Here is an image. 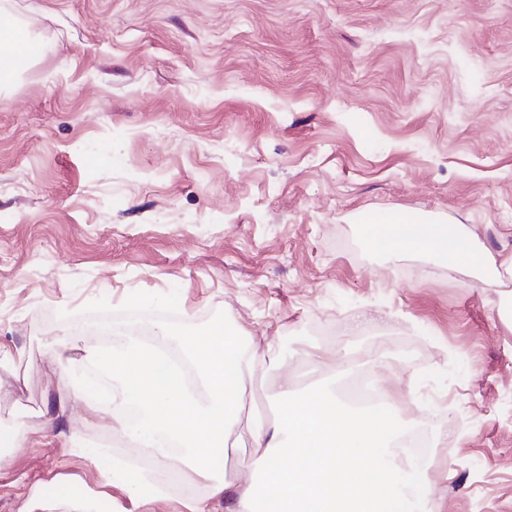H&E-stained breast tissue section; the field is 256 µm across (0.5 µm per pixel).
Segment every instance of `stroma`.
<instances>
[{"instance_id":"obj_1","label":"stroma","mask_w":512,"mask_h":512,"mask_svg":"<svg viewBox=\"0 0 512 512\" xmlns=\"http://www.w3.org/2000/svg\"><path fill=\"white\" fill-rule=\"evenodd\" d=\"M42 47L0 80V512L133 501L136 454L72 399L95 324H228L284 383L363 366L407 430L447 436L441 512H512V329L444 259L373 252L365 216L512 250V0H0Z\"/></svg>"}]
</instances>
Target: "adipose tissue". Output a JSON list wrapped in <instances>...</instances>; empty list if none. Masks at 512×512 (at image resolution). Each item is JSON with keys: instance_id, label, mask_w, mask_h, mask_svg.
<instances>
[{"instance_id": "1", "label": "adipose tissue", "mask_w": 512, "mask_h": 512, "mask_svg": "<svg viewBox=\"0 0 512 512\" xmlns=\"http://www.w3.org/2000/svg\"><path fill=\"white\" fill-rule=\"evenodd\" d=\"M363 240L381 254L415 252L484 272L489 288L512 278V251L490 258L459 224L377 214L365 222ZM174 343L192 375L169 362L166 350ZM111 354L112 399L90 412L111 417L142 449L162 458L180 450L185 463L202 471L223 463L230 442L259 448L238 463L250 481H212L191 512H386L394 500L404 501L406 512H439L432 468L408 454L401 419L386 405L356 410L328 387L298 392L287 384L274 417L243 414V390L262 361L239 330L222 326L189 340L161 325L149 343L132 332L117 337ZM285 457L294 465H282ZM408 468L419 474L416 484L404 483Z\"/></svg>"}]
</instances>
